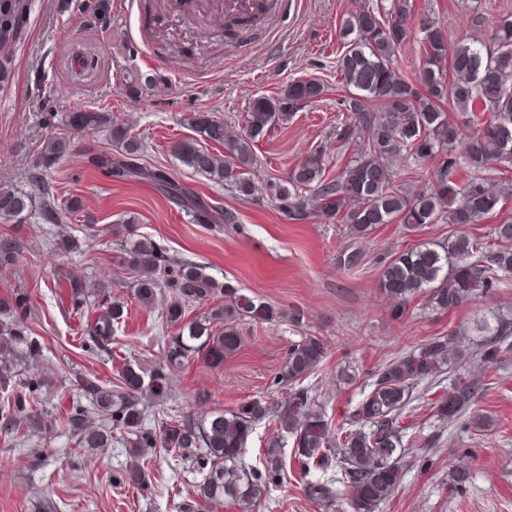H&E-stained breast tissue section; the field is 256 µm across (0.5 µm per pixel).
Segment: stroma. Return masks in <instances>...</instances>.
<instances>
[{"label": "stroma", "instance_id": "1", "mask_svg": "<svg viewBox=\"0 0 512 512\" xmlns=\"http://www.w3.org/2000/svg\"><path fill=\"white\" fill-rule=\"evenodd\" d=\"M153 2L126 0L111 28L101 30L87 23V0H30L27 38L5 61L0 186L38 196L41 185L34 173L46 137H68L74 148L50 173L61 204L58 224L42 223L34 212L0 220V235L27 243L14 267L0 269V299L18 289L27 293L33 314L29 326L42 352L24 374L46 380L38 407L45 429L32 442L41 457L33 458L0 433V512H44L48 501L56 503V512H244L228 501H196L199 475L163 454L142 461L147 488L123 483L131 461L122 434L113 433L108 447L81 448L61 425L65 413L83 400L80 377L108 387L124 365L149 370L165 359L161 307L137 300L136 277L122 263L125 223L163 247L168 257L203 263L218 281L305 315L301 331L285 321H240V344L223 363L194 357L173 373L166 401L143 396L151 423L174 411L201 419L216 409L269 397L273 376L303 331L323 339L326 356L302 386L328 418L338 421L355 409L391 359L464 327L474 315L512 312V279L453 312L435 311L426 298L416 297L398 319L377 289L392 256L459 231L491 237L494 219L431 224L415 235L399 224H384L362 238L317 212L288 219L270 192L239 196L195 173L174 150L177 142L195 135L187 122L190 113H215L236 131L254 98L277 95L290 81L314 78L327 85L326 97L289 113L256 143L254 179L262 185L282 179L316 148L325 153L327 176H335L353 154L336 139L349 122L339 104L344 94L336 68L344 46L339 29L350 14L380 0H295L285 18L263 19L230 33L221 11L188 13L164 0L159 12ZM411 5L412 26L436 20L452 43L466 36L491 42L498 20L512 15V0H411ZM83 46L94 49L99 74L76 82L60 57ZM80 107L111 113L140 141L141 165L163 169L202 198L220 201L235 214V223H197L150 185L115 182L94 169L84 148L111 147L108 131L47 124L49 113ZM73 198L82 205L76 213L66 207ZM63 234L76 239L77 248L48 253L46 241ZM351 253L358 255V264L344 266L342 257ZM72 278L103 285L109 298L122 304L124 321L110 349L93 344L87 336L89 316L73 310ZM463 371L483 383L476 407L485 427L473 431L437 421L430 401L442 389L419 384V398L403 416L407 468L380 512H512V352L495 366L470 360ZM200 393L205 396L201 402L196 399ZM460 464L470 479L458 487L449 474ZM254 512L320 510L294 468Z\"/></svg>", "mask_w": 512, "mask_h": 512}]
</instances>
